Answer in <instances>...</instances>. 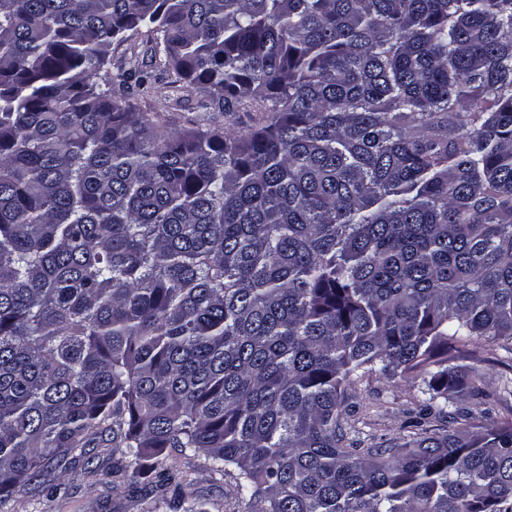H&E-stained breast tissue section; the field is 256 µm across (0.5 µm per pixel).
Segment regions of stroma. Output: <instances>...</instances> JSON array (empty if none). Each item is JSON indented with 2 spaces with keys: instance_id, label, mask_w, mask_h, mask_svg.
Here are the masks:
<instances>
[{
  "instance_id": "obj_1",
  "label": "stroma",
  "mask_w": 512,
  "mask_h": 512,
  "mask_svg": "<svg viewBox=\"0 0 512 512\" xmlns=\"http://www.w3.org/2000/svg\"><path fill=\"white\" fill-rule=\"evenodd\" d=\"M153 55V40L145 33L112 43L107 70L114 78V91L126 93L122 68L126 62L135 61L152 75L148 93L133 97L141 110L172 115L183 127L215 119L206 94L173 82L157 68ZM471 368L482 373L485 395L466 399L465 410L483 422L512 414V351L493 346L480 350L477 357L457 359V371L464 373ZM422 388L417 376L389 380L370 375L354 391L347 417L352 436L368 446H389L406 442L415 431V422H423L428 428L442 427L437 414L424 413ZM121 458L117 448L103 445L93 449L90 460H80L57 471L52 486L27 487L18 492L11 503L12 512H169L149 493L164 463L173 465L190 481L195 499L206 512H247L246 505L234 499L230 478L211 474L201 457L182 456L176 449H167L163 459L145 460L143 478L133 486L110 474Z\"/></svg>"
}]
</instances>
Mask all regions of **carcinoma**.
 I'll return each instance as SVG.
<instances>
[{
    "label": "carcinoma",
    "mask_w": 512,
    "mask_h": 512,
    "mask_svg": "<svg viewBox=\"0 0 512 512\" xmlns=\"http://www.w3.org/2000/svg\"><path fill=\"white\" fill-rule=\"evenodd\" d=\"M215 112L112 93V42ZM512 344V0H0V507L97 440L204 453L248 512H507L512 420L349 441L372 374L438 412ZM161 501L203 512L175 471ZM153 40L146 32L136 35L126 42L114 41L109 51L107 70L114 77L113 90L117 94H128L142 111H154L172 115L181 127L191 126L203 119L221 120L231 128L247 130L256 125L262 118V112H253L241 106L237 112L229 115L213 112L207 95L198 90L173 83L172 78L160 71L154 63ZM135 61L146 72L152 74L149 91L146 95H138L132 89L127 90L123 81V71L128 68V61ZM120 67H123L120 69Z\"/></svg>",
    "instance_id": "carcinoma-1"
}]
</instances>
